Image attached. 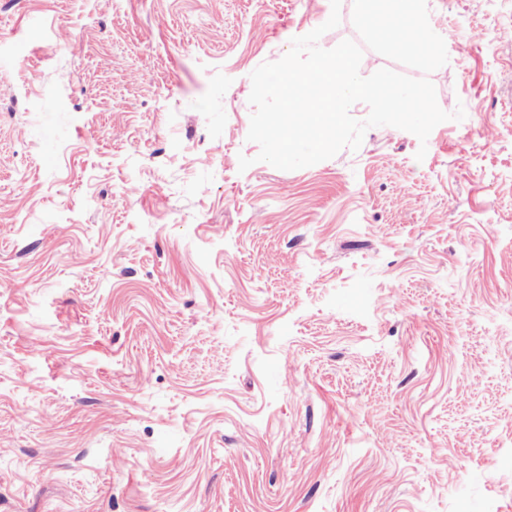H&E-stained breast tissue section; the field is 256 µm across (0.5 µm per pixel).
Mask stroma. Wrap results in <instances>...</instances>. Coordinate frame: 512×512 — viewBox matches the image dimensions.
<instances>
[{
  "label": "stroma",
  "mask_w": 512,
  "mask_h": 512,
  "mask_svg": "<svg viewBox=\"0 0 512 512\" xmlns=\"http://www.w3.org/2000/svg\"><path fill=\"white\" fill-rule=\"evenodd\" d=\"M407 2L464 119L286 171L330 0H0V512H512V0Z\"/></svg>",
  "instance_id": "35a3bbf8"
}]
</instances>
